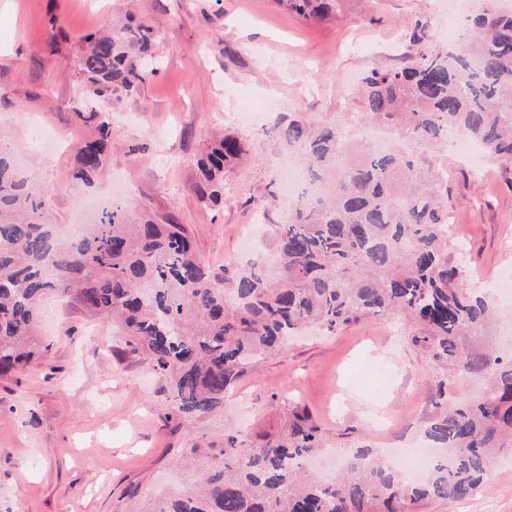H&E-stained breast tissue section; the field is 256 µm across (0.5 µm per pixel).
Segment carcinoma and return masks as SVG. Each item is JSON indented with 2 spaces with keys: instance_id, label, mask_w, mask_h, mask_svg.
Wrapping results in <instances>:
<instances>
[{
  "instance_id": "cac0c4a2",
  "label": "carcinoma",
  "mask_w": 512,
  "mask_h": 512,
  "mask_svg": "<svg viewBox=\"0 0 512 512\" xmlns=\"http://www.w3.org/2000/svg\"><path fill=\"white\" fill-rule=\"evenodd\" d=\"M307 20L338 17L347 0H276ZM483 0L470 19V48L429 42L415 21L414 54L397 68L373 69L359 88L365 118L426 146L448 133L477 141L485 156L512 164V11ZM159 35L141 25L109 24L84 37L77 61L80 96L101 106L138 89L157 72ZM96 133L78 148L75 179L92 183L106 165L112 126L105 112L77 108ZM321 183L320 205L296 203L275 225L279 274L255 262L231 279L206 265L181 224H159L135 200L102 208L79 236L62 240L47 193L17 167L0 142V372L26 365L39 350L41 299L66 296L119 325L133 352L166 380L173 410L187 418L224 407L251 367L315 325L330 333L391 313L422 321L433 356L453 372L485 374L489 390L456 406L443 402L424 428L452 461L420 484L362 450L326 483L306 470L325 447L320 427L293 411L277 434H224L219 461L199 488L172 493L152 512H409L418 501L472 498L486 490L495 455L512 447V358L477 356L464 338L492 314L483 296L461 286L448 260V206L432 170L399 146L384 151L351 142L340 124L314 133L290 121L278 128ZM247 154L234 137L197 161L200 199H224V169ZM233 294L227 303L225 295Z\"/></svg>"
}]
</instances>
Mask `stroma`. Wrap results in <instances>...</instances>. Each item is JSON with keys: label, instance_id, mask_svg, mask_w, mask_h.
<instances>
[{"label": "stroma", "instance_id": "1", "mask_svg": "<svg viewBox=\"0 0 512 512\" xmlns=\"http://www.w3.org/2000/svg\"><path fill=\"white\" fill-rule=\"evenodd\" d=\"M420 16L431 42L447 46L441 0H349L324 22L276 0H0V141L47 191L61 230L84 197L106 195L117 176L159 223L184 225L199 256L231 275L272 255L273 227L294 206L284 161L300 155L275 127L295 120L312 131L338 120L357 131L360 77L403 63ZM111 19L157 31L160 64L138 94L108 105L107 171L84 188L73 179L90 132L75 114L77 58L84 37ZM248 101L267 104L261 125L239 121ZM218 134L244 142L252 158L225 171L224 199L212 206L198 196L196 160ZM417 154L426 166L447 165L448 256L463 260L464 288L487 293L497 308L472 351L510 357L503 328L512 301L496 286L512 275V165L485 159L475 168L426 146ZM258 214L263 226L247 252L241 240ZM40 319L39 357L0 375V512H149L159 496L194 483L227 428L276 433L284 408H297L337 456L381 453L421 440L440 379L452 402L485 389L434 358L424 325L378 316L294 338L239 381L223 410L180 420L165 382L110 322L57 295L43 300ZM484 497L494 512H512V447L493 462ZM484 502L470 512H484Z\"/></svg>", "mask_w": 512, "mask_h": 512}]
</instances>
